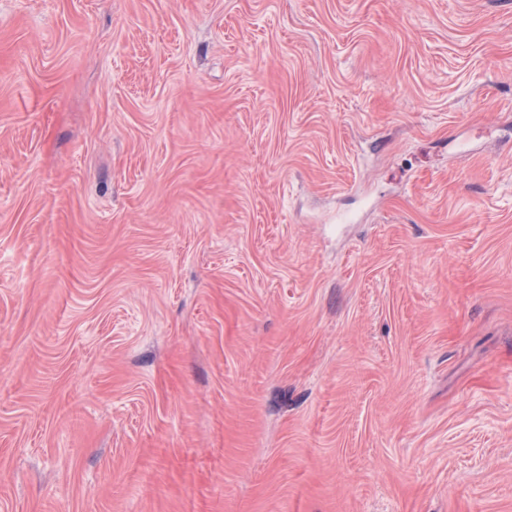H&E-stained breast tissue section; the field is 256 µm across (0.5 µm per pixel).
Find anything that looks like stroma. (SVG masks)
<instances>
[{"instance_id": "obj_1", "label": "stroma", "mask_w": 512, "mask_h": 512, "mask_svg": "<svg viewBox=\"0 0 512 512\" xmlns=\"http://www.w3.org/2000/svg\"><path fill=\"white\" fill-rule=\"evenodd\" d=\"M0 512H512V0H0Z\"/></svg>"}]
</instances>
